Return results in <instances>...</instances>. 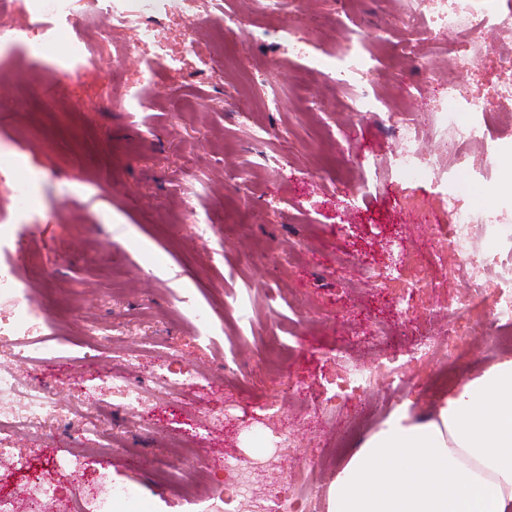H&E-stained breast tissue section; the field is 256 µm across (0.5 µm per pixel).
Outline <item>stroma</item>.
I'll use <instances>...</instances> for the list:
<instances>
[{"mask_svg":"<svg viewBox=\"0 0 512 512\" xmlns=\"http://www.w3.org/2000/svg\"><path fill=\"white\" fill-rule=\"evenodd\" d=\"M440 0H280L279 15L308 43L321 66L283 50L279 28L262 0H223L241 26L224 33L215 57L206 36L182 69L143 76L128 63L126 90L113 89L108 70L135 39L112 32L83 77L68 82L39 60L40 39L53 42L57 62L71 42L55 41L51 0H41V30L0 46V194L16 183L30 204L7 206L0 217V267L15 283L66 299L48 311L40 335L57 340L48 362L22 368L25 386L48 388L80 403L95 385L101 402L89 417L112 435L100 447L64 422L32 437L0 435V448L26 458L34 470L48 459L84 456L89 470L109 472L136 495L126 512H222L212 497L224 477V457L250 459L268 451L270 475L308 479L328 489L339 465L405 402L425 410L448 391L435 382V360L407 364L427 337L486 336L492 316L454 325L450 311L465 302L468 284L454 260L433 261L435 227L447 205L434 183L379 175L394 148L379 116L403 107L417 113L423 140L444 176L484 173L486 209L512 201V127L486 118L483 145L442 150L451 138L439 121L438 96L454 79L469 98L484 97L512 75V53L489 52L479 66L449 72L447 37L422 30L409 40L405 19L429 15ZM355 25L372 74L367 86L376 113L355 111L328 77L345 58V27ZM305 72L313 92L291 87ZM41 86L49 121L34 126L17 81ZM422 87L407 97L408 86ZM267 132L256 144V129ZM346 140L337 141V131ZM366 196L348 199L353 178ZM405 258L396 279L389 242ZM122 262H113L112 251ZM372 281H365V274ZM410 295L409 309L395 300ZM210 320L200 323L198 311ZM98 328L103 341L88 336ZM371 362L388 351L404 362L411 384L395 390L380 381L370 394L329 414L324 378L337 351ZM186 382L176 397L158 395L153 381L168 368ZM125 373L146 396L122 411L112 398L113 373ZM275 417L264 426L263 412ZM222 423H214V416ZM163 433L147 434V423ZM294 445H280L281 430ZM192 434V458L175 463L169 480L153 468L170 455L169 442Z\"/></svg>","mask_w":512,"mask_h":512,"instance_id":"35a3bbf8","label":"stroma"}]
</instances>
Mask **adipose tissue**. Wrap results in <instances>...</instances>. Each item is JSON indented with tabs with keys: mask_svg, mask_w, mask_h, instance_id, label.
Returning <instances> with one entry per match:
<instances>
[{
	"mask_svg": "<svg viewBox=\"0 0 512 512\" xmlns=\"http://www.w3.org/2000/svg\"><path fill=\"white\" fill-rule=\"evenodd\" d=\"M328 512H512V358L430 415L390 414L337 471Z\"/></svg>",
	"mask_w": 512,
	"mask_h": 512,
	"instance_id": "ef3b65f1",
	"label": "adipose tissue"
}]
</instances>
